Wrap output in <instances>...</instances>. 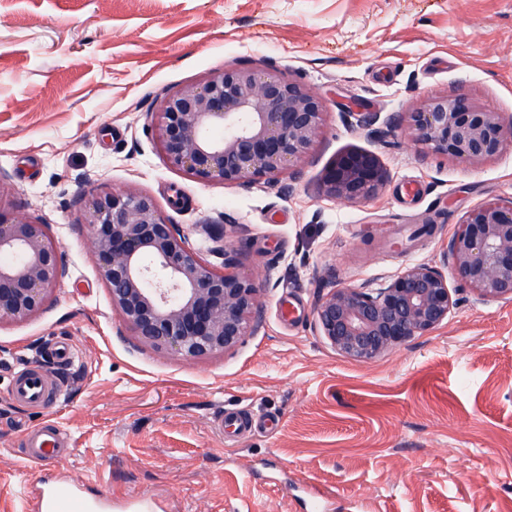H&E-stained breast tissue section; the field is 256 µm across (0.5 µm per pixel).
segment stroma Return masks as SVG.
Masks as SVG:
<instances>
[{"label": "stroma", "mask_w": 512, "mask_h": 512, "mask_svg": "<svg viewBox=\"0 0 512 512\" xmlns=\"http://www.w3.org/2000/svg\"><path fill=\"white\" fill-rule=\"evenodd\" d=\"M270 66L325 102L297 176L223 185L167 164L151 127L165 97ZM447 93L512 117V0H0V181L64 268L43 311L0 323V512H36L58 483L99 512H512V300L460 290L447 262L469 210L512 198V144L473 165L389 124ZM350 149L389 179L337 202L320 180ZM96 189L151 196L217 266L220 230L259 290L258 331L200 359L139 345L81 223ZM422 263L460 299L435 329L368 362L320 335L329 288ZM34 365L64 392L52 408L11 394ZM221 411L277 424L220 433ZM46 419L68 444L42 467L24 439Z\"/></svg>", "instance_id": "obj_1"}]
</instances>
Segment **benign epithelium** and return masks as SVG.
<instances>
[{
    "mask_svg": "<svg viewBox=\"0 0 512 512\" xmlns=\"http://www.w3.org/2000/svg\"><path fill=\"white\" fill-rule=\"evenodd\" d=\"M323 114L322 98L281 71L233 68L166 98L153 132L170 167L233 185L291 172L318 137ZM397 121L432 153L476 164L512 140V118L463 94L432 97ZM387 179L376 154L350 150L325 168L320 185L329 198L356 202L374 197ZM82 223L112 308L141 345L202 358L231 352L258 330V288L233 271L236 255L219 246L224 268L209 264L152 197L93 190ZM448 254L479 299L511 300L512 199L470 210ZM62 275L49 225L0 205V322L37 315ZM456 304L443 272L417 264L376 292L331 289L315 304V324L338 352L365 362L434 329Z\"/></svg>",
    "mask_w": 512,
    "mask_h": 512,
    "instance_id": "7a95c632",
    "label": "benign epithelium"
}]
</instances>
